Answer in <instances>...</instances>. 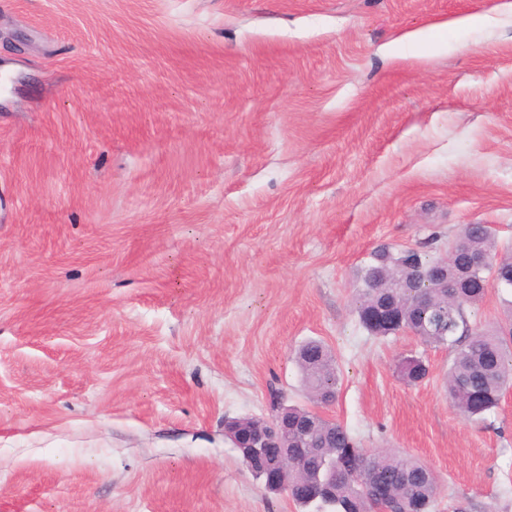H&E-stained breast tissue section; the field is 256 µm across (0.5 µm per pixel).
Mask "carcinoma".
Returning a JSON list of instances; mask_svg holds the SVG:
<instances>
[{"mask_svg": "<svg viewBox=\"0 0 512 512\" xmlns=\"http://www.w3.org/2000/svg\"><path fill=\"white\" fill-rule=\"evenodd\" d=\"M460 237L466 247L448 254V287L430 288L414 271L398 267V251L383 246L375 250L359 277L356 312L360 322L382 311L398 318V327L415 331L427 345L448 346L451 364L445 377L448 402L468 419L480 420L497 408L512 386V309L508 324L477 330L468 326L466 307L481 302L488 293V272L470 270V258L480 254L496 267L497 275L512 273V253L499 252L498 240L485 224H466ZM428 305L434 322L417 324V302ZM304 390L315 407L333 404L339 377L335 360L325 344L309 340L296 353ZM400 372L412 384L429 377V366L414 356L401 360ZM288 418L298 426L290 431L306 448L319 453L288 473V496L301 512H370L385 502L393 512H432L440 483L427 465L388 450H366L340 423L319 419L313 409L289 406ZM327 482L331 492L311 498L309 481Z\"/></svg>", "mask_w": 512, "mask_h": 512, "instance_id": "obj_1", "label": "carcinoma"}]
</instances>
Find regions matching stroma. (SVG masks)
<instances>
[{
  "label": "stroma",
  "mask_w": 512,
  "mask_h": 512,
  "mask_svg": "<svg viewBox=\"0 0 512 512\" xmlns=\"http://www.w3.org/2000/svg\"><path fill=\"white\" fill-rule=\"evenodd\" d=\"M500 3L0 0V512H298L224 423L305 404L310 339L434 512H512V388L471 421L353 310L381 246L512 250ZM399 367L403 378L409 383L419 384L429 377V366L419 357H404Z\"/></svg>",
  "instance_id": "1"
}]
</instances>
